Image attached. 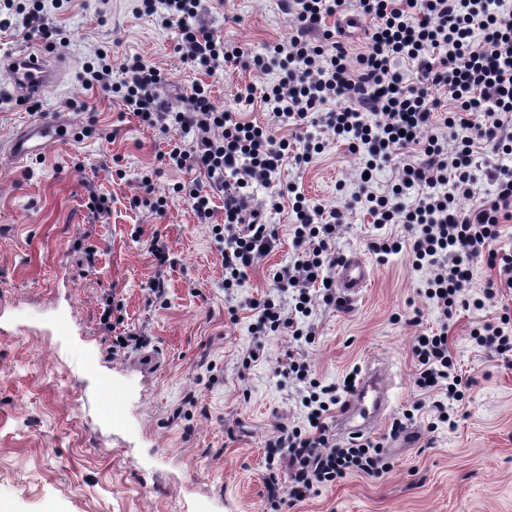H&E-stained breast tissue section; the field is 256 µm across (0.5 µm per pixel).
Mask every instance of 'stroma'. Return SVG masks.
<instances>
[{"instance_id": "1", "label": "stroma", "mask_w": 512, "mask_h": 512, "mask_svg": "<svg viewBox=\"0 0 512 512\" xmlns=\"http://www.w3.org/2000/svg\"><path fill=\"white\" fill-rule=\"evenodd\" d=\"M136 7L69 0L54 11L67 39L52 51L60 77L38 99L0 71V503L9 512H266L267 444L278 427L304 419L298 384L277 374L292 352L328 382L379 360L390 407L371 436L385 440L393 463L382 476L352 474L320 489L292 512H512V360L471 339L506 302L483 295L497 270L475 264L471 292L485 306L459 310L450 324L453 351L477 380L452 430L429 429L437 396L413 383L412 338L438 317L425 294L428 273L414 270L407 253L383 258L371 249L375 239L404 236L403 225L379 228L366 212L349 211L334 248L367 263V287L343 307L316 306L309 341L254 335L252 303L275 296L273 276L293 258L295 194L342 207L357 188L361 157L310 121L279 128L293 146L314 136L325 148L308 164L283 165L274 180L284 193L272 217L275 245L241 288L225 293L212 234L223 213L200 224L185 203L160 216L146 201L194 178L159 160L178 131L141 126L118 99L81 91L80 77L95 49H109L116 64L136 54L168 75L161 93L173 107L193 84L207 83L218 106L270 126L260 99L246 105L236 96L262 91L276 74L233 62L214 76L192 68L177 49L178 26ZM195 23L251 52L294 27L281 0H204ZM78 95L88 110L73 107ZM47 114L65 136L15 161L16 137ZM149 168L158 174L148 193L139 179ZM93 192L108 200L98 215L88 207ZM155 240L174 265L156 267ZM157 279L165 288L158 298L149 290ZM109 296L122 308L117 333L150 337L149 351L161 358L152 371L137 367L138 350L108 352L100 315ZM104 378L116 394L109 419ZM418 402L413 440L389 439L392 418Z\"/></svg>"}]
</instances>
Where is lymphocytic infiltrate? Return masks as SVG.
I'll return each instance as SVG.
<instances>
[{
	"mask_svg": "<svg viewBox=\"0 0 512 512\" xmlns=\"http://www.w3.org/2000/svg\"><path fill=\"white\" fill-rule=\"evenodd\" d=\"M64 0H0V30L22 26L26 36L48 37L50 13ZM343 0H288L295 31L263 53H247L225 43L215 30L189 25L201 0H138L139 13L162 25H180L178 47L194 68L215 74L225 61L243 60L257 71L275 70L276 79L261 96L263 107L280 122L314 117L338 139L361 150L364 173L359 191L344 208L324 211L296 196L292 205L293 263L274 276L294 311L284 314L267 299L253 303L262 332L310 336L306 323L316 303L335 304L332 285L323 283L324 267L336 265L332 247L348 210L365 209L375 224L401 223L405 241L373 243L378 254L408 250L415 270H428L426 296L436 307L440 327L415 339V384L442 396L439 423L456 427L454 417L474 385L463 376L451 349L448 328L459 308L482 309L468 295L473 265L486 260L498 268L496 288L512 290V257L499 254L497 242L512 220V0H355L357 13L370 24L365 53L350 55L346 45L314 32ZM163 77L143 58L120 65L104 51L83 67L81 86L117 95L125 111L140 122L183 135L164 155L166 166L203 173V180L177 184V200L187 203L197 222L213 227L224 266V288L240 287L255 262L272 248L275 232L267 217L282 207L274 175L287 159L309 162L322 146L307 141L289 153L287 139L273 129L220 109L209 85H194L179 109L160 97ZM453 108L443 120V100ZM487 157L485 176L492 198L478 197L477 160ZM402 165L398 183L384 193L371 191L369 174L381 164ZM269 190L266 208L249 206L254 186ZM224 195V221L215 223L213 192ZM473 199L470 209L458 200ZM477 347L512 357V313L486 322L472 333ZM283 379L302 383L304 426L281 427L267 458L269 512H287L310 493L334 485L351 473L378 477L390 469L381 442L368 438L337 443L327 418L340 405L350 383L312 378L308 364L289 358Z\"/></svg>",
	"mask_w": 512,
	"mask_h": 512,
	"instance_id": "f902f5d3",
	"label": "lymphocytic infiltrate"
}]
</instances>
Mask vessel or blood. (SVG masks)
<instances>
[{"label":"vessel or blood","mask_w":512,"mask_h":512,"mask_svg":"<svg viewBox=\"0 0 512 512\" xmlns=\"http://www.w3.org/2000/svg\"><path fill=\"white\" fill-rule=\"evenodd\" d=\"M12 83L28 94L44 91L55 81V70L44 54L21 52L15 60L6 64ZM59 135L55 120L45 118L24 130L13 143L14 157L23 159L41 151ZM370 272L358 256L340 258L336 265V285L343 298L355 299L366 288ZM389 407L388 390L382 379L379 364H369L357 385L348 394L337 417L338 434L351 438L376 428Z\"/></svg>","instance_id":"b4317fda"}]
</instances>
